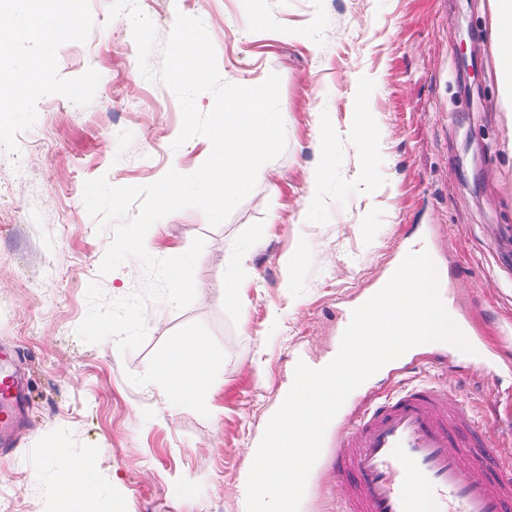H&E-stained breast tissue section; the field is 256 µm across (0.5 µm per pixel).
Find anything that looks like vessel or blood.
I'll return each instance as SVG.
<instances>
[{
    "mask_svg": "<svg viewBox=\"0 0 512 512\" xmlns=\"http://www.w3.org/2000/svg\"><path fill=\"white\" fill-rule=\"evenodd\" d=\"M22 389L17 375L0 376V431ZM481 428L466 403L446 404L427 385L363 401L344 414L330 453L351 487L343 512H512V459L474 445Z\"/></svg>",
    "mask_w": 512,
    "mask_h": 512,
    "instance_id": "b4317fda",
    "label": "vessel or blood"
}]
</instances>
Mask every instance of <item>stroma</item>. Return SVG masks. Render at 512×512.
Returning a JSON list of instances; mask_svg holds the SVG:
<instances>
[{"label":"stroma","instance_id":"stroma-1","mask_svg":"<svg viewBox=\"0 0 512 512\" xmlns=\"http://www.w3.org/2000/svg\"><path fill=\"white\" fill-rule=\"evenodd\" d=\"M139 4L162 40L177 14L200 18L224 82L254 86L277 73L286 148L221 225L210 227L195 208L169 215L150 253L165 258L204 237L195 269L203 293L182 309L149 305L145 342L122 353L113 340L90 345L75 335L91 281L111 299L143 281L132 259L100 275L113 232L98 231L83 185L101 175L138 186L172 169L193 173L209 141L172 149L178 100L143 77L130 20L108 19L109 0H82L79 39L62 48L48 78L24 86L20 109L16 95L0 91V349L16 351L29 378V424L17 432V451L0 458V488L16 493L0 500V512H59L57 448L74 462L95 458L87 478L103 512H246L251 451L296 363L334 359L349 307L414 241L500 370L491 376L467 354L443 358L429 348L364 391L430 383L449 404L495 413L485 433L512 457V156L502 148L488 0ZM361 100L375 128L368 157L345 135ZM323 124L337 131L327 155L317 144ZM320 165L327 173L309 204L307 179ZM305 246L309 255L289 270V255ZM241 252L251 260L228 307L224 283ZM188 324L218 358L206 399L169 419L144 381ZM309 478L299 512H339L346 482L320 460ZM187 479L196 489L182 500L175 488Z\"/></svg>","mask_w":512,"mask_h":512}]
</instances>
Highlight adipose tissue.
Returning a JSON list of instances; mask_svg holds the SVG:
<instances>
[{
	"mask_svg": "<svg viewBox=\"0 0 512 512\" xmlns=\"http://www.w3.org/2000/svg\"><path fill=\"white\" fill-rule=\"evenodd\" d=\"M491 52L498 63L499 106L512 112V0H489ZM52 20H44L41 12L29 11L18 15L0 9V85L21 88L26 82L49 76L55 67L61 48L55 38L63 26L76 22V0H55ZM18 39H37L43 50L27 69L17 72L5 66L4 59ZM216 352L206 339L192 327H185L166 354L154 365L146 383L159 388L168 411L189 407L204 397L210 385L211 368ZM57 483L61 494L62 512H97L100 493L97 486L86 480L93 460L72 462L54 457Z\"/></svg>",
	"mask_w": 512,
	"mask_h": 512,
	"instance_id": "ef3b65f1",
	"label": "adipose tissue"
}]
</instances>
